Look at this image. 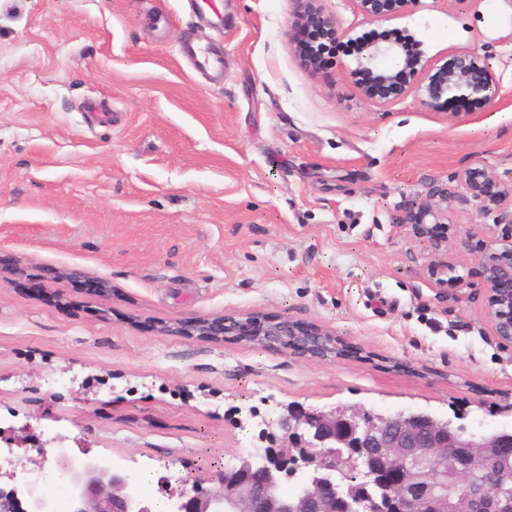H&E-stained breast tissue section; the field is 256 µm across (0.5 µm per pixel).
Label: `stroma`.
Returning <instances> with one entry per match:
<instances>
[{
    "label": "stroma",
    "mask_w": 512,
    "mask_h": 512,
    "mask_svg": "<svg viewBox=\"0 0 512 512\" xmlns=\"http://www.w3.org/2000/svg\"><path fill=\"white\" fill-rule=\"evenodd\" d=\"M215 10L207 25L187 0H0V423L176 472L258 446L257 427L231 426L236 406L511 427L512 346L482 293L436 283L391 216L443 185L452 221L483 232L455 176L512 178V0H421L383 25L438 65L488 45L500 95L454 119L411 95L369 104L341 78L344 52L305 68L290 0ZM188 35L221 43L223 82L180 57ZM253 314L321 326L339 354L192 330ZM176 322L184 333H164Z\"/></svg>",
    "instance_id": "stroma-1"
}]
</instances>
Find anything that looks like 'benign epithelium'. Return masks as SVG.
<instances>
[{"mask_svg": "<svg viewBox=\"0 0 512 512\" xmlns=\"http://www.w3.org/2000/svg\"><path fill=\"white\" fill-rule=\"evenodd\" d=\"M291 2L293 29L303 28L309 38L322 32L339 40L348 36L325 10L324 0ZM353 2L364 19L379 25L413 12L421 0ZM353 47L355 67H344L343 78L373 105L386 106L412 94L431 112L458 100L474 113L490 107L500 92L492 56L480 47L459 49L452 65L433 75L412 37L394 41L375 31ZM457 180L466 189L463 201L501 228L481 240L475 253L486 317L499 341L512 344V180L484 165L461 171ZM453 198L448 188L436 186L422 202L393 214L392 223L426 244L433 279L466 288V280L455 274L449 243L467 250L472 235L461 234L449 221ZM196 331L204 338L235 333L252 345L321 361L338 354L333 333L319 326L305 329L289 318L203 319ZM277 407L271 418L273 437H259L269 447L242 449L207 474L186 467L177 494L169 492L166 480L160 481V491L175 499L174 512H372L380 499L396 512H512V487L504 488L500 473L487 475L477 489L471 487L478 458H495L512 470V429L459 432L450 421L435 430L437 417L426 411L373 415L354 404L328 411L296 402ZM0 442L35 450L46 459L43 443L34 437L21 440L0 433ZM54 462L69 477L73 512H153V503L142 499L125 468L96 457L75 468L64 450L55 453ZM291 481L295 489L288 492L285 486ZM26 494L22 509L15 491L0 488V512H53L43 488L32 484Z\"/></svg>", "mask_w": 512, "mask_h": 512, "instance_id": "7a95c632", "label": "benign epithelium"}]
</instances>
